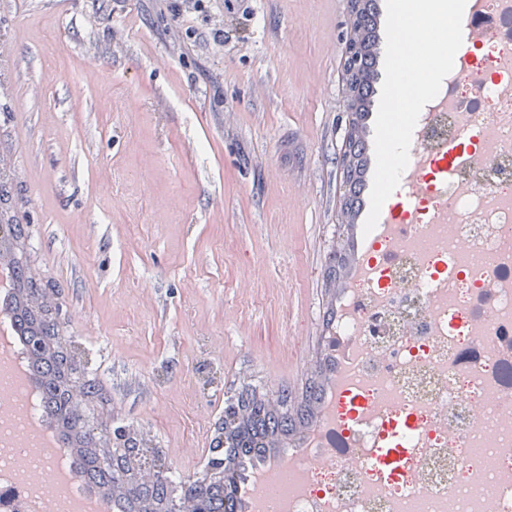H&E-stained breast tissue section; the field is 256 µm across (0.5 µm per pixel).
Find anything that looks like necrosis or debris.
<instances>
[{
    "instance_id": "4bbe7bcc",
    "label": "necrosis or debris",
    "mask_w": 512,
    "mask_h": 512,
    "mask_svg": "<svg viewBox=\"0 0 512 512\" xmlns=\"http://www.w3.org/2000/svg\"><path fill=\"white\" fill-rule=\"evenodd\" d=\"M463 27L469 51L486 52L458 56L418 120L419 182L363 236L369 273L326 338L347 382L285 461L299 483L263 512H407L413 499L423 512H512V0H483ZM457 140L452 163L442 149ZM401 419L410 470L367 465Z\"/></svg>"
}]
</instances>
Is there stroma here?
<instances>
[{
	"mask_svg": "<svg viewBox=\"0 0 512 512\" xmlns=\"http://www.w3.org/2000/svg\"><path fill=\"white\" fill-rule=\"evenodd\" d=\"M224 20V42L206 34ZM346 0H0V159L98 417L199 473L300 381L336 230Z\"/></svg>",
	"mask_w": 512,
	"mask_h": 512,
	"instance_id": "stroma-1",
	"label": "stroma"
}]
</instances>
